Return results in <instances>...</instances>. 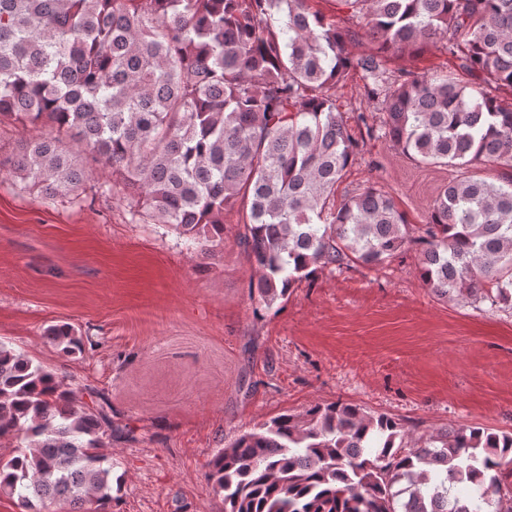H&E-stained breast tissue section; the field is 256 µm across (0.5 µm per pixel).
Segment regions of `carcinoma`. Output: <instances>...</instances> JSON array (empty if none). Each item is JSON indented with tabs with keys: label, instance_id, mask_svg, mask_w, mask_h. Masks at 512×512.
Segmentation results:
<instances>
[{
	"label": "carcinoma",
	"instance_id": "carcinoma-1",
	"mask_svg": "<svg viewBox=\"0 0 512 512\" xmlns=\"http://www.w3.org/2000/svg\"><path fill=\"white\" fill-rule=\"evenodd\" d=\"M353 26L310 0H0V125L40 134L0 173L69 196L112 167L132 215L206 248L224 213L270 307L298 282L352 263L373 270L412 252L444 299L512 307V177L466 172L426 223L406 222L371 185L336 203L359 138L333 90L361 74L385 136L418 165L512 166V0H336ZM364 35L375 54L352 52ZM427 47L453 72H395L385 53ZM65 354L68 325L48 330ZM112 422L0 342V495L21 512H101L112 500ZM224 512H512V432L479 425L415 437L400 420L347 402L284 413L207 463Z\"/></svg>",
	"mask_w": 512,
	"mask_h": 512
}]
</instances>
